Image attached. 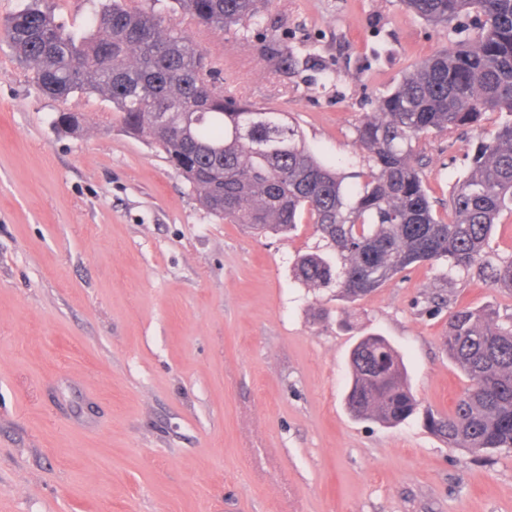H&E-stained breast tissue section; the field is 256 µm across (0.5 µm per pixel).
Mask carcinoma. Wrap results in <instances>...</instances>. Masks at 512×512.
<instances>
[{"instance_id": "obj_1", "label": "carcinoma", "mask_w": 512, "mask_h": 512, "mask_svg": "<svg viewBox=\"0 0 512 512\" xmlns=\"http://www.w3.org/2000/svg\"><path fill=\"white\" fill-rule=\"evenodd\" d=\"M173 4L216 32L247 33L260 25L264 0ZM401 4L444 29L462 17L477 24L468 40L420 63L379 98L356 128L368 165L353 184L318 160L286 113L224 95L207 54L150 5L104 4L80 34L37 6L3 28L43 94L106 96L119 124L163 152L214 216L264 233L314 225L324 248L298 257L302 284L334 285L354 301L428 262L448 279L488 268L493 285L512 292V257L493 264L486 251L494 225L512 214V0ZM487 111L508 120L477 141L468 174L441 214L418 167L422 135L474 127ZM84 122L71 112L54 118L58 132L71 136ZM448 325V353L470 381L450 414L419 409L400 354L378 334L350 352V413L383 425L420 413L452 449L484 457L512 451V315L452 306Z\"/></svg>"}]
</instances>
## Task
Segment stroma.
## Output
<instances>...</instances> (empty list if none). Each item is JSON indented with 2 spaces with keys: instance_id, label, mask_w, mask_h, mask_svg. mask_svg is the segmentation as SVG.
<instances>
[{
  "instance_id": "35a3bbf8",
  "label": "stroma",
  "mask_w": 512,
  "mask_h": 512,
  "mask_svg": "<svg viewBox=\"0 0 512 512\" xmlns=\"http://www.w3.org/2000/svg\"><path fill=\"white\" fill-rule=\"evenodd\" d=\"M34 2L74 32L95 8L0 0V24ZM156 9L225 94L287 112L344 173L366 167L355 129L379 98L460 39L399 0H268L244 35ZM59 112L86 117L82 136L57 133ZM113 115L100 94H40L0 35V512H512V452L478 461L421 418L387 427L345 404L349 352L377 333L421 408L450 413L468 379L448 307L512 313L511 291L427 265L352 303L307 287L293 265L320 245L313 225L219 220ZM504 119L423 135L436 209Z\"/></svg>"
}]
</instances>
